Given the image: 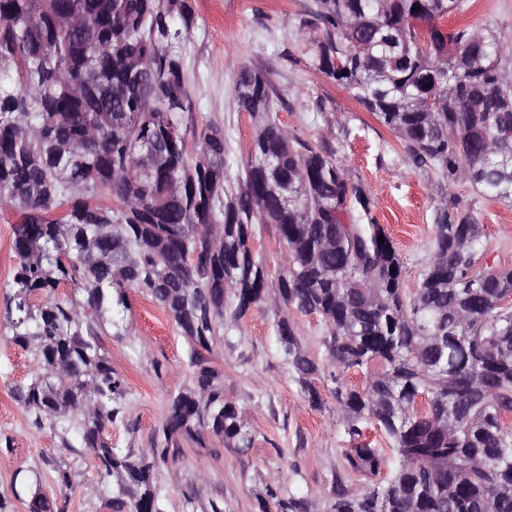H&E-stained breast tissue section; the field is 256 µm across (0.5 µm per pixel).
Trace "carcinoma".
I'll return each instance as SVG.
<instances>
[{"label":"carcinoma","instance_id":"obj_1","mask_svg":"<svg viewBox=\"0 0 512 512\" xmlns=\"http://www.w3.org/2000/svg\"><path fill=\"white\" fill-rule=\"evenodd\" d=\"M465 7L314 0L302 24L320 32L312 65L388 127L414 166L512 205V59L492 34L442 29ZM194 23L190 0H0V209L18 216L6 314L12 342L37 362L16 399L64 446L92 453L112 482L109 512H165L156 469L178 457L176 438L203 448L214 437L243 453L251 433L224 400L223 374L197 363L149 452L112 447L104 432L126 389L98 336L107 325L125 335L134 291L210 347L227 298L235 319L266 299L251 241L255 225L272 224L288 249L277 300L324 320L347 469L367 480L337 485L328 512H512V269L477 267L483 225L445 202L429 266L408 287L371 200L331 154L288 136L266 80L248 67L237 100L261 127L227 182L224 126L206 123L190 139L185 124ZM103 192L112 204L95 202ZM64 283L76 297L56 298ZM277 336L319 405L309 384L319 368L298 327L282 318ZM346 369L361 371L364 387L348 385ZM371 425L391 440V469L363 440ZM12 486L15 498L30 496L28 512H62L37 473L16 472ZM271 500L279 512H313L270 483L260 508Z\"/></svg>","mask_w":512,"mask_h":512}]
</instances>
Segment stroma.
I'll return each instance as SVG.
<instances>
[{
    "instance_id": "obj_1",
    "label": "stroma",
    "mask_w": 512,
    "mask_h": 512,
    "mask_svg": "<svg viewBox=\"0 0 512 512\" xmlns=\"http://www.w3.org/2000/svg\"><path fill=\"white\" fill-rule=\"evenodd\" d=\"M313 0H290L272 8L268 0H192L196 23L186 44V74L194 101L193 123L223 124L237 178L246 165L258 124L237 102L239 67L263 74L274 101L273 117L289 135L324 146L372 202V215L391 234L417 285L432 257L434 214L443 201L472 208L484 226L482 265L512 268V206L480 196L465 180L447 182L435 171L414 167L395 134L367 112L344 87L316 69L299 27ZM449 26L488 29L512 52V0H470L469 9ZM252 247L266 267L268 298L242 320L224 328L223 340L204 350L182 336L166 314L141 294H132L124 314L128 333L102 334L101 346L124 381L126 413L108 427L113 447L141 453L151 448L171 394L192 383L195 359L224 375V399L247 423L252 444L246 453L210 440L207 447L183 440L175 464L160 465L157 477L165 512H184V492L201 512L218 504L224 512H277L260 509L258 493L276 480L281 497L305 498L327 512L335 479L358 483L347 471L344 418L328 387L330 360L323 345L326 327L319 315L284 307L277 282L288 251L274 225L255 227ZM17 265L13 251L0 255V495L11 496L18 470L40 473L50 499L66 512H106L109 484L81 446L64 447L51 426L35 427L14 398L16 384L36 366L33 355L11 342L3 316L5 285ZM296 322L300 340L320 372L312 379L321 406L309 402L276 345V323ZM67 464L71 487L55 481L56 464Z\"/></svg>"
}]
</instances>
